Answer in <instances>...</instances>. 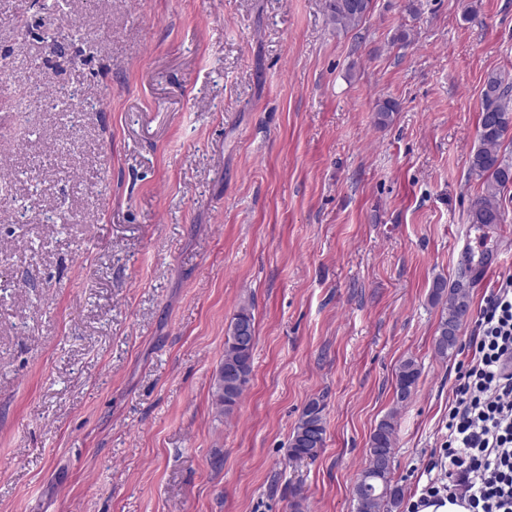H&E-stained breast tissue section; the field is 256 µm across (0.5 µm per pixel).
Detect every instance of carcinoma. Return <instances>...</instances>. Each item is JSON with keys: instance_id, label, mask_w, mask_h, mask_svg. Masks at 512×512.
<instances>
[{"instance_id": "1", "label": "carcinoma", "mask_w": 512, "mask_h": 512, "mask_svg": "<svg viewBox=\"0 0 512 512\" xmlns=\"http://www.w3.org/2000/svg\"><path fill=\"white\" fill-rule=\"evenodd\" d=\"M371 0H327L326 8L331 24L338 29L359 26L370 12ZM482 110L479 115L478 147L470 157V170L483 180V190L473 201L469 221L486 226L504 221L502 193L512 184V164L501 153L502 144L512 130V83L502 75L491 72L482 91ZM397 105L385 100L377 105L375 122L386 126L392 122ZM432 304L442 305L441 317L434 336L436 355L445 360L456 341L448 340V328L459 327L458 314L471 304L470 283L463 271L453 284L442 278L433 282L430 293ZM250 330L257 340L252 306L240 305L228 326L224 341V358L214 379L216 409L229 415L238 405L252 372L254 345L240 340V328ZM421 367L413 358L402 360L395 370L396 402L404 403L415 391ZM324 406L317 399L303 408L289 441V455L296 459H316L325 445ZM396 432V413L386 415L369 438L368 465L360 473L359 493L353 496L355 512H392L402 498V489L393 484L391 461Z\"/></svg>"}]
</instances>
